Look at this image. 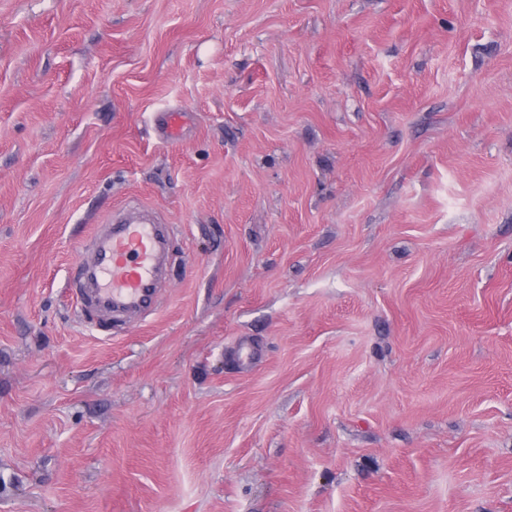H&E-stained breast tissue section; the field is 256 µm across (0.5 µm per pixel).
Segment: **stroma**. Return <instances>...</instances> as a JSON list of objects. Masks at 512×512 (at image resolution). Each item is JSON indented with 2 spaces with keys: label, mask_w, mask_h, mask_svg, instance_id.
<instances>
[{
  "label": "stroma",
  "mask_w": 512,
  "mask_h": 512,
  "mask_svg": "<svg viewBox=\"0 0 512 512\" xmlns=\"http://www.w3.org/2000/svg\"><path fill=\"white\" fill-rule=\"evenodd\" d=\"M0 512H512V0H0ZM166 246L159 224L115 214L92 240V262L81 261L77 266L74 281L81 306L101 315L151 312Z\"/></svg>",
  "instance_id": "35a3bbf8"
}]
</instances>
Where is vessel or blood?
I'll use <instances>...</instances> for the list:
<instances>
[{
	"instance_id": "1",
	"label": "vessel or blood",
	"mask_w": 512,
	"mask_h": 512,
	"mask_svg": "<svg viewBox=\"0 0 512 512\" xmlns=\"http://www.w3.org/2000/svg\"><path fill=\"white\" fill-rule=\"evenodd\" d=\"M166 246L159 224L115 214L92 240V261L77 267L74 281L81 306L102 315L151 312Z\"/></svg>"
}]
</instances>
